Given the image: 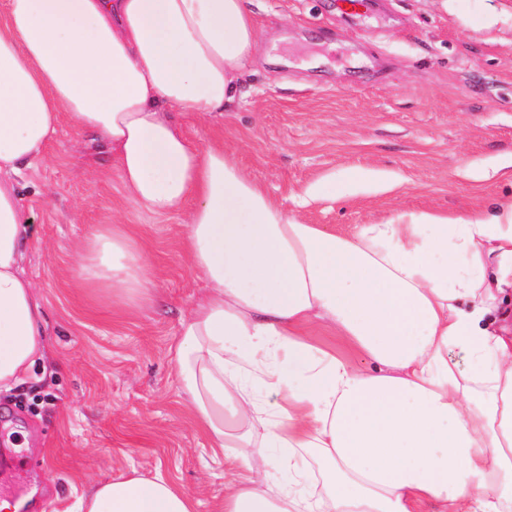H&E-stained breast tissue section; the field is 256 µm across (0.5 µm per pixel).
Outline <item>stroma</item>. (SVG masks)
I'll list each match as a JSON object with an SVG mask.
<instances>
[{
  "mask_svg": "<svg viewBox=\"0 0 512 512\" xmlns=\"http://www.w3.org/2000/svg\"><path fill=\"white\" fill-rule=\"evenodd\" d=\"M253 0L254 72L231 112L187 117L190 141L225 147L307 224H373L404 211L491 210L512 197V0ZM47 161L20 182L37 234L25 273L39 287L49 356L0 394V482L21 512H67L77 493L162 472L222 512L224 453L185 404L179 323L205 292L183 218L131 202L111 153L63 118ZM361 170L370 192L304 201ZM127 224L155 266L154 298L128 306L79 277L101 225Z\"/></svg>",
  "mask_w": 512,
  "mask_h": 512,
  "instance_id": "35a3bbf8",
  "label": "stroma"
}]
</instances>
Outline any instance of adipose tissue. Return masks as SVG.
Segmentation results:
<instances>
[{
    "label": "adipose tissue",
    "instance_id": "obj_1",
    "mask_svg": "<svg viewBox=\"0 0 512 512\" xmlns=\"http://www.w3.org/2000/svg\"><path fill=\"white\" fill-rule=\"evenodd\" d=\"M252 0H7L0 21V393L47 350L18 195L62 115L106 146L128 196L184 214L205 297L175 366L199 428L243 478L224 512H512V199L467 214L306 224L181 120L231 111L254 64ZM81 278L131 302L154 272L127 225L85 242ZM322 327L361 370L313 337ZM68 512H195L162 474Z\"/></svg>",
    "mask_w": 512,
    "mask_h": 512
}]
</instances>
